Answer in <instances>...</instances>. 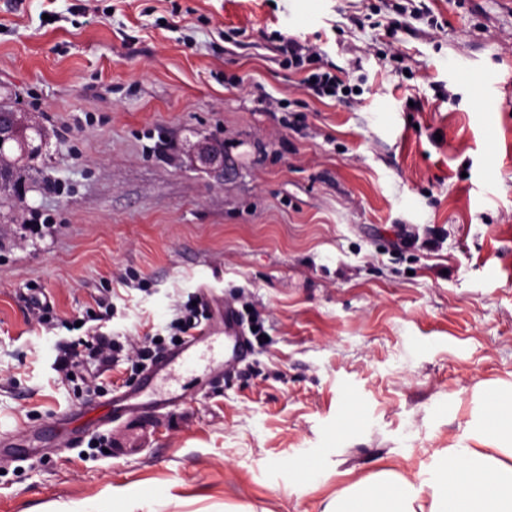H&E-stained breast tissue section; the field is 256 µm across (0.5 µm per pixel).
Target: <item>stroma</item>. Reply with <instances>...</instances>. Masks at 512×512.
I'll return each instance as SVG.
<instances>
[{"label": "stroma", "instance_id": "1", "mask_svg": "<svg viewBox=\"0 0 512 512\" xmlns=\"http://www.w3.org/2000/svg\"><path fill=\"white\" fill-rule=\"evenodd\" d=\"M0 105L48 132L0 191V512H322L512 384V0H0ZM205 288L263 324L235 373L208 352L173 411L71 417L138 378L61 379V346L168 337ZM278 50L288 55V67L300 68L305 62L311 63L318 60L317 54L310 47L294 39H288L278 47ZM304 84L310 87L317 96L336 97L339 92L347 94L350 89L343 85V82L330 72L312 73L304 79ZM330 89V92H326Z\"/></svg>", "mask_w": 512, "mask_h": 512}]
</instances>
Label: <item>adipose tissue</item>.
Returning <instances> with one entry per match:
<instances>
[{"label": "adipose tissue", "instance_id": "1", "mask_svg": "<svg viewBox=\"0 0 512 512\" xmlns=\"http://www.w3.org/2000/svg\"><path fill=\"white\" fill-rule=\"evenodd\" d=\"M418 477L382 469L337 492L322 512H512V399L466 426Z\"/></svg>", "mask_w": 512, "mask_h": 512}]
</instances>
